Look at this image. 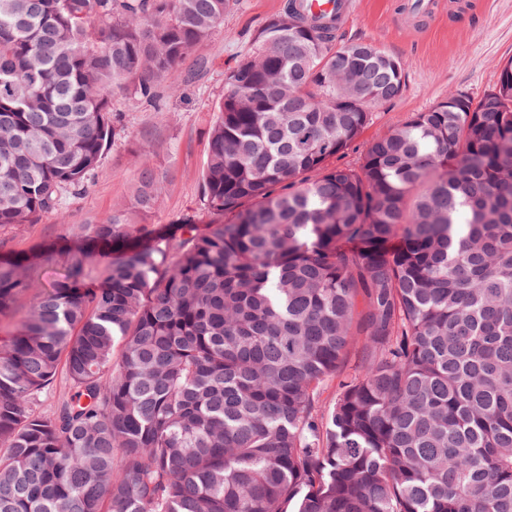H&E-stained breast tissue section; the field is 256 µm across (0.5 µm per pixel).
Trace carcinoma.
Listing matches in <instances>:
<instances>
[{
    "label": "carcinoma",
    "mask_w": 512,
    "mask_h": 512,
    "mask_svg": "<svg viewBox=\"0 0 512 512\" xmlns=\"http://www.w3.org/2000/svg\"><path fill=\"white\" fill-rule=\"evenodd\" d=\"M238 3L0 0V227L84 190L112 93L177 92ZM338 30L286 0L227 73L218 220L117 210L57 246L0 342V512H512V59L344 166L406 61ZM159 194L143 165L138 209ZM93 251L119 255L98 289ZM39 259H0V315ZM62 274L63 266L60 254H50L22 270L28 288L18 295L11 313L0 315V339L16 333L20 329L32 297L50 288L62 277Z\"/></svg>",
    "instance_id": "carcinoma-1"
}]
</instances>
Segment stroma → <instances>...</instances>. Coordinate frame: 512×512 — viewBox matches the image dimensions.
I'll list each match as a JSON object with an SVG mask.
<instances>
[{"mask_svg": "<svg viewBox=\"0 0 512 512\" xmlns=\"http://www.w3.org/2000/svg\"><path fill=\"white\" fill-rule=\"evenodd\" d=\"M458 0H444L438 20L418 28L411 24L405 0H355V13L341 33L344 39L370 40L406 64V88L394 102L377 107L362 140L340 162L357 166L365 140L424 112L449 91L481 97L498 81L501 65L512 59V0H465L469 21L459 19ZM284 0H240L226 14L221 30L196 47L192 59L206 66L190 72L180 64V95H164L158 105L119 94L112 110L119 125L85 194L69 198L59 214L36 224L0 228V257L29 252L70 236L85 224H101L123 210L133 224H178L186 216L206 224L200 175L208 153V135L224 96L225 74L252 48L254 35L282 7ZM154 166L163 184L155 208L147 214L133 205L142 164ZM63 274L62 258L51 254L22 271L27 290L11 313L0 315V338L16 333L33 296L50 288Z\"/></svg>", "mask_w": 512, "mask_h": 512, "instance_id": "stroma-1", "label": "stroma"}]
</instances>
